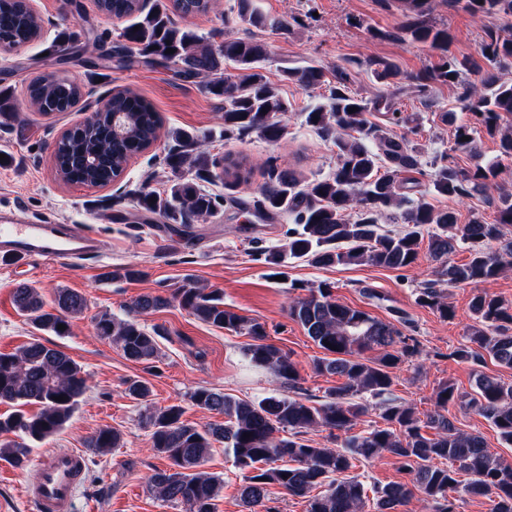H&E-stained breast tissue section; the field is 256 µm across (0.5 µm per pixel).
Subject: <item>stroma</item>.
I'll return each instance as SVG.
<instances>
[{
    "instance_id": "obj_1",
    "label": "stroma",
    "mask_w": 512,
    "mask_h": 512,
    "mask_svg": "<svg viewBox=\"0 0 512 512\" xmlns=\"http://www.w3.org/2000/svg\"><path fill=\"white\" fill-rule=\"evenodd\" d=\"M236 3L214 0L210 12L179 16L175 22L215 45L236 38L266 43L268 56L261 71L279 87L289 106L284 119L286 135L278 143L254 133L224 140V103L204 91L203 79H183L175 68L140 55L125 64L100 66L98 53L112 51L125 22L99 13L94 0H33L41 37L21 50L0 51V89H10L14 97H21L29 80L42 72L77 79L85 92L69 112L44 116L22 105L17 117L0 115V214L22 223L49 218L97 235L102 248L101 255L72 268L35 262L22 273L0 260V352L13 351L38 335L44 343L66 352L88 375V388L72 420L60 433L38 444L34 459L63 448L86 451L88 437L98 428H115L123 436L122 447L86 452L87 470L75 512H181L178 507L161 505L148 487L149 475L167 468L168 462L150 449V430L144 424L147 406L178 404L184 409L183 421L204 425L214 417L191 404L189 395L197 386L254 400L269 394L271 376L244 358L243 350L250 342L247 334L212 327L176 305L137 317L142 327L156 335L160 348L158 358L149 364L126 360L112 343L97 336L93 318L103 312L126 317L127 304L137 295L166 292L191 280L223 292L225 306L264 323L270 343L288 353L303 389L317 397L340 379L314 371L313 362L322 351L289 316L290 298L326 285L340 303L402 325L420 353L393 369L390 400L412 406L423 419L434 410L439 385L453 383L460 400L449 405L448 415L455 426L481 435L491 452L512 464V447L501 443L489 421L464 405L475 390L478 373L512 384V369L490 360L479 370L452 356L476 324L470 312L474 295L486 293L512 305V268L493 280L451 286L435 281L436 263L423 246L415 264L400 270L372 265L323 267L291 257L277 269L266 264L264 253L287 243L290 219L260 220L241 208L258 195L269 165L294 169L307 179L327 176L335 168L333 141L319 136L305 122L311 108L325 103L327 88H304L284 73L288 67L315 65L331 82L337 72H347L352 91L374 104L365 114L368 124L385 136L408 137L415 145L420 163L402 175L410 199L422 198L435 210L453 211L461 224L476 217L493 223L500 191L448 197L432 187L430 162L444 154L461 169L472 167L477 160L497 165L503 189L512 192V156L500 153L497 140L484 127L475 126L473 132L478 157L454 148V129L469 118L462 109V96L474 75L465 74L456 85H418L417 76L437 66L442 54L401 32L402 0H253L260 12L281 20V27L273 31L232 18ZM427 19L447 28L451 36L447 54L458 59L476 55L487 31L512 37V16H474L462 0H428ZM65 28L79 32L80 40L64 52L57 35ZM379 59L395 63L402 80L394 84L378 81L372 63ZM124 87L150 100L163 116L165 128L177 127L204 137L210 155L229 154L243 160L245 180L220 177L204 183L224 198L217 216L175 224L133 202L134 192L143 184L163 190L156 173L172 145L166 138L133 159L121 179L106 188L71 186L58 178L52 158L55 142L99 108L112 90ZM396 111L411 117L410 126L393 123ZM126 267L140 270V277L133 281L114 278V271ZM278 270L283 273L279 281L274 278ZM430 280L453 310V317L442 318L419 303V291ZM20 282L39 288L48 299L60 288L86 296L88 308L74 320L71 335L36 333L13 305L12 291ZM134 378L150 385L149 405L126 397V383ZM204 469L224 481L219 512H243L242 474L225 459L223 448H215ZM350 473L369 488L411 481L399 460L387 452L370 461L355 460ZM35 476V468L21 470L0 461V512H35L22 493Z\"/></svg>"
}]
</instances>
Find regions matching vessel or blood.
<instances>
[{
    "mask_svg": "<svg viewBox=\"0 0 512 512\" xmlns=\"http://www.w3.org/2000/svg\"><path fill=\"white\" fill-rule=\"evenodd\" d=\"M99 248L96 235H74L59 224H0V258L18 266L32 259L74 264L96 254ZM86 467L87 458L81 452L48 456L39 462L38 478L25 489L24 495L35 503L38 512H72L75 493Z\"/></svg>",
    "mask_w": 512,
    "mask_h": 512,
    "instance_id": "b4317fda",
    "label": "vessel or blood"
}]
</instances>
